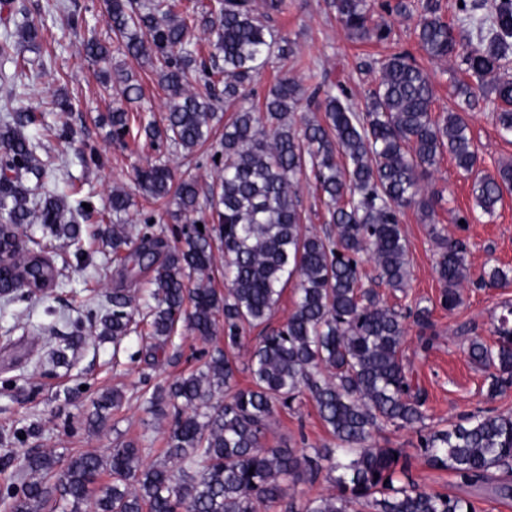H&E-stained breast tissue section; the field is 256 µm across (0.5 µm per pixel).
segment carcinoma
I'll use <instances>...</instances> for the list:
<instances>
[{
    "label": "carcinoma",
    "instance_id": "carcinoma-1",
    "mask_svg": "<svg viewBox=\"0 0 512 512\" xmlns=\"http://www.w3.org/2000/svg\"><path fill=\"white\" fill-rule=\"evenodd\" d=\"M181 0H105L104 18L116 43L82 40L85 60L108 63L113 54L148 63L169 98L159 120L141 116L136 135L165 140L192 152L208 142L216 103L233 115L224 124L221 168L209 188V208L217 225L197 221L182 227V245L169 247L160 236L133 235L119 223L132 206L131 195L114 189L103 212L110 225L105 243L113 260L149 274L153 303L141 312L148 335L166 341L183 321L208 340L224 318V348L209 353L203 368L145 398L147 409L171 416L164 460L147 465L135 441L115 444L105 454L53 453L24 458L6 484L3 498L11 512H83L95 497V512H256L259 502L285 495L284 482L326 471L330 492L307 498L288 512H476L472 502L418 486L410 476V455L377 443L390 426L413 428L427 463L450 472L463 485H490L492 495L512 499V415L473 414L462 422L427 426L425 399L413 387L403 363L407 313L387 305L362 279L400 291L408 278L407 243L400 216L411 205L433 221L440 193L423 182L443 153L474 175L477 205L491 215L512 191V163L494 175L478 171V149L465 114L478 102L475 89L495 94V121L512 134V0L463 3L459 28L476 34L463 59L468 80L456 85L459 110H432L431 74L406 52L378 65L375 87L357 112L347 96L334 92L325 76L308 68L310 88L278 78L264 93L252 88L265 68H277L294 55L293 42L273 33L265 20L288 13L292 0H209L192 13ZM341 26L354 38L382 40L389 29L373 22L368 0H329ZM200 29L208 59L186 39ZM43 27L31 18L0 32V84L17 86L27 61L13 53L12 38L34 41ZM415 35L432 61L456 52V27L444 20L441 0H419ZM104 84L121 87V99L108 121L116 138L128 135V105L142 97L140 85L115 67L102 72ZM314 104L324 118L295 115ZM40 123L33 111L11 108L0 116V233L28 224L42 226V238L14 251L13 264L0 275V300L8 305L28 297L16 275L44 266L50 285L58 271L44 257L46 245L76 244L82 227L62 197L47 189L56 179L50 161L37 157L40 143L22 130ZM313 177L328 200L336 231L314 233L303 224L299 186ZM35 185H29L30 181ZM136 183L155 199L172 198L175 217L201 210L198 182L175 179L168 161L158 159L136 170ZM224 251V280L211 286L213 240ZM435 271L444 284L440 304L452 311L469 279L467 246L438 236ZM374 274L361 271L363 256ZM298 279L294 311L283 325L270 326L288 282ZM508 271L493 268L478 287L507 288ZM125 289L112 290V309L99 319L98 336L117 343L132 331L134 311ZM261 328L246 370L250 386H238L233 351L242 333ZM490 346L472 340L470 360L492 367L488 395L512 388V307L499 318ZM309 395L320 420L336 439L334 448H265L261 439L280 408H292ZM123 395L103 394L85 426L95 430L104 411L120 406ZM110 481L103 482V476Z\"/></svg>",
    "mask_w": 512,
    "mask_h": 512
}]
</instances>
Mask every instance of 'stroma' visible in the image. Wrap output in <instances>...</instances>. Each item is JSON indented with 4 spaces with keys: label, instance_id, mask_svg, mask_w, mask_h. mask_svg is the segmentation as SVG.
<instances>
[{
    "label": "stroma",
    "instance_id": "35a3bbf8",
    "mask_svg": "<svg viewBox=\"0 0 512 512\" xmlns=\"http://www.w3.org/2000/svg\"><path fill=\"white\" fill-rule=\"evenodd\" d=\"M12 6L31 17L43 16L44 27L36 45L15 47L16 54L28 60L35 79L14 91L0 85V105L8 102L40 113L41 125L28 127L27 133L40 140L39 157L55 158L63 177L81 186L80 196H67L70 206L82 199L98 205L113 188L124 189L135 204L123 215V223L132 225L134 232L159 235L170 246H177L174 231L179 222L173 217L174 205L146 197L133 178L135 167L157 156V147L142 137L118 141L109 134L107 117L120 98L118 89L102 86L79 50V37L69 29L63 13L48 12L47 0H12ZM386 21L391 28L388 39L361 42L348 36L328 0H293L288 14L271 16L267 24L288 36L297 58L263 71L254 84L265 89L284 75L305 81L304 67L309 64L325 73L329 83L343 86L360 108L376 79L367 64L405 51L431 73L435 111L456 110L454 82L463 76L460 61L430 62L414 35L416 13L393 14ZM60 95L70 99L72 112L49 110V102ZM47 125L67 126L69 134L44 136ZM469 125L479 147L482 173L496 174L502 164L512 162V136L499 132L491 102L480 101L469 116ZM166 153L176 175L197 176L200 191H207L217 176L211 152L197 149L189 153L170 147ZM427 182L442 194L434 221L426 223L416 207L405 208L401 228L410 278L405 292H388L384 298L391 305L419 303L432 310L430 343L422 344L420 327L409 324L403 357L413 383L425 393L428 425L442 428L479 410L512 413V388L489 398V369L473 364L466 353L471 339L494 342L497 319L505 304H512V287L474 285L490 267H512V192L504 193L494 215L484 214L475 205L472 176L447 157ZM460 215L467 216V224L457 223ZM100 225L96 214L83 222L88 236L82 254L53 245L49 257L63 273L56 288L0 310V458L8 455L20 460L41 452L103 454L117 442L133 439L143 447L145 463L162 460L170 422L147 412L144 395L156 385L201 368L208 352L224 343L220 337L203 341L183 329L159 344L138 331L117 345L99 339L89 314L99 315L108 308L113 289H129L139 300L147 287L144 279L128 275L113 262L100 239L90 238V231ZM440 234L463 240L468 249L470 280L460 290L461 305L452 312L439 304L442 285L435 264ZM73 338L78 344L69 353L68 364L53 363V350ZM112 389L122 392L121 407L108 411L99 429L87 430L84 421L95 401ZM384 437L389 446L406 449L411 455V476L420 486L471 499L477 512H512V500L493 499L488 486H461L450 472L429 467L418 450L415 430L392 427ZM331 442L307 398L295 410L280 411L263 440L268 448L284 444L320 448Z\"/></svg>",
    "mask_w": 512,
    "mask_h": 512
}]
</instances>
